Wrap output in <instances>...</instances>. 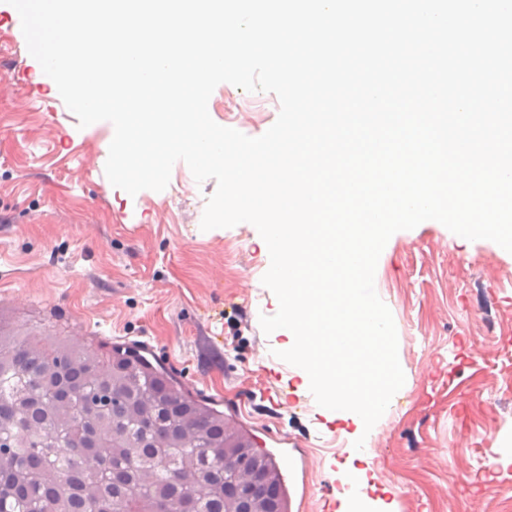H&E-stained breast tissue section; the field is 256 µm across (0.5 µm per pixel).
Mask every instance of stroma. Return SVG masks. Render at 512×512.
<instances>
[{"instance_id": "35a3bbf8", "label": "stroma", "mask_w": 512, "mask_h": 512, "mask_svg": "<svg viewBox=\"0 0 512 512\" xmlns=\"http://www.w3.org/2000/svg\"><path fill=\"white\" fill-rule=\"evenodd\" d=\"M280 109L270 92L216 87L208 112L257 137ZM114 127L79 128L29 54L14 7L0 0V323L73 343L139 344L274 454L288 512H333V472L351 429L328 419L296 366L277 358L284 329L260 316L278 302L261 282L256 228L201 230L215 180L176 162L167 188L129 195L105 175ZM375 288L390 309L405 374L372 438L369 472L396 486L399 512H492L512 497V253L428 220L395 233ZM260 388L279 408L244 406Z\"/></svg>"}]
</instances>
